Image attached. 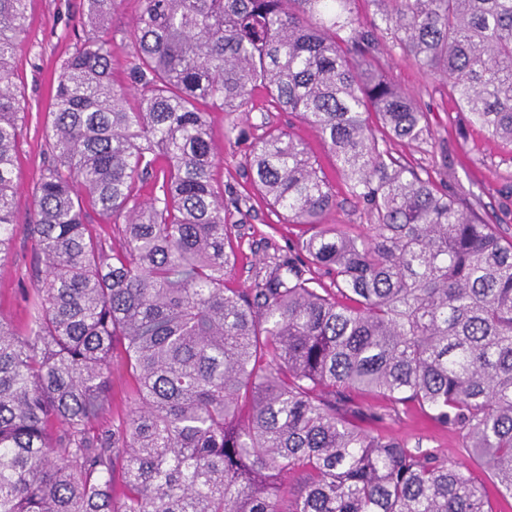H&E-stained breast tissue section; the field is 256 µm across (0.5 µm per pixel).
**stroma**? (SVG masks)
Here are the masks:
<instances>
[{"label":"stroma","instance_id":"stroma-1","mask_svg":"<svg viewBox=\"0 0 512 512\" xmlns=\"http://www.w3.org/2000/svg\"><path fill=\"white\" fill-rule=\"evenodd\" d=\"M140 8L139 0H117L103 34L112 45V80L127 85L132 59L130 32ZM83 0H31L27 29L13 60V81L25 103L23 135L17 157L21 185L14 198L16 228L12 253L0 269V312L22 324L27 310L19 291L32 285L35 251L26 226L35 217L33 187L47 156L45 125L52 87L61 61L82 33ZM381 63L393 83L412 94L431 114L433 136L424 143L392 141L394 156L419 171H428L448 192L463 198L485 223L494 225L506 240H512V148L488 137L477 124L468 123L446 83L425 75L396 45L390 33L381 36ZM220 163L216 180L224 191V203L233 214V243L238 259L226 278L228 287L248 289L265 278L271 258L287 254L302 233L301 226L286 224L253 192L245 159L251 145L273 127L290 131L304 140L336 192L337 205L325 221L352 224L368 233L369 222L361 205L352 199L336 173L335 159L314 131L295 115L274 108L263 94H255L245 111L227 117L210 114ZM235 132H228L229 122ZM365 406L376 408L379 421L368 423L370 432L421 442L449 461L466 465L473 477L492 486L479 462L461 447L458 434L439 428L420 410L393 407L386 399L367 393L356 396Z\"/></svg>","mask_w":512,"mask_h":512}]
</instances>
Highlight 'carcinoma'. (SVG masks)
Returning a JSON list of instances; mask_svg holds the SVG:
<instances>
[{"label":"carcinoma","instance_id":"1","mask_svg":"<svg viewBox=\"0 0 512 512\" xmlns=\"http://www.w3.org/2000/svg\"><path fill=\"white\" fill-rule=\"evenodd\" d=\"M28 2L0 0V262ZM354 2L140 0L116 88L96 35L115 0H86L33 188L28 319L0 312V512H494L469 469L363 429L376 413L358 391L429 413L512 497V242L392 155L428 140L430 117L384 75ZM385 2L397 44L512 147V0ZM257 90L329 148L370 233L324 222L329 180L271 128L246 158L252 188L307 231L239 290L209 115ZM116 374L135 407L109 421Z\"/></svg>","mask_w":512,"mask_h":512}]
</instances>
